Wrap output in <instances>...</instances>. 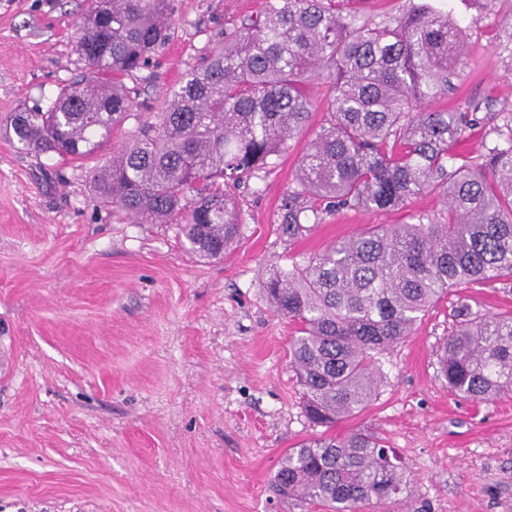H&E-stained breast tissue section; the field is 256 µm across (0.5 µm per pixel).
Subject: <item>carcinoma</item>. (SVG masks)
<instances>
[{
  "instance_id": "cac0c4a2",
  "label": "carcinoma",
  "mask_w": 512,
  "mask_h": 512,
  "mask_svg": "<svg viewBox=\"0 0 512 512\" xmlns=\"http://www.w3.org/2000/svg\"><path fill=\"white\" fill-rule=\"evenodd\" d=\"M173 12L174 0H90L76 29L85 74L46 104L7 115L0 134L76 163L137 120L96 169L98 198L139 224L179 225L192 251L217 259L240 236L227 187L288 149L310 118V78L328 83V112L281 205L282 233L295 238L333 208H397L431 187L444 205L270 270L262 288L295 325L288 354L305 414L325 428L288 451L275 481L329 512L395 503L404 469L383 439L331 429L375 399L377 355L452 289L512 279V113L458 165L454 148L476 113L422 108L448 96L463 57L453 11L408 0L402 13L367 24L352 0H262L256 14L224 26L157 122H142L125 77L169 39ZM454 313L438 361L448 390L480 401L512 390V313L474 312L463 295Z\"/></svg>"
}]
</instances>
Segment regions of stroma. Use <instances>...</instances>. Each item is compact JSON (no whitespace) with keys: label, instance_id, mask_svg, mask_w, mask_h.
<instances>
[{"label":"stroma","instance_id":"35a3bbf8","mask_svg":"<svg viewBox=\"0 0 512 512\" xmlns=\"http://www.w3.org/2000/svg\"><path fill=\"white\" fill-rule=\"evenodd\" d=\"M262 0H175L168 42L127 78L152 120L225 22ZM88 0H0V118L53 98L83 65L75 31ZM465 59L438 108L476 111L460 151L477 156L489 116L512 113V0L459 5ZM288 152L233 192L240 241L223 259L188 252L175 224H138L99 203L92 171L135 122L82 165L0 136V512H325L282 495L285 453L317 437L288 356L294 326L269 303L272 267L291 268L371 224L441 208L425 191L390 210L323 215L295 239L279 229L294 171L327 110ZM473 310L512 311V281L467 289ZM442 298L379 356L383 385L338 435L369 430L400 457L395 512H512V392H449L437 355L455 328Z\"/></svg>","mask_w":512,"mask_h":512}]
</instances>
